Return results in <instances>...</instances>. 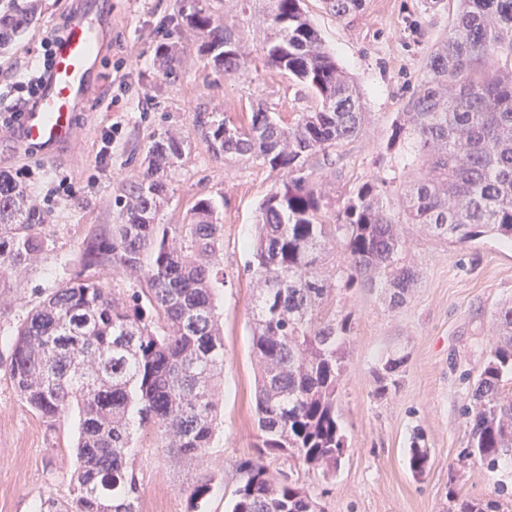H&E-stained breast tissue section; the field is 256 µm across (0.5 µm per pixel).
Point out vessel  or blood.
<instances>
[{"mask_svg": "<svg viewBox=\"0 0 512 512\" xmlns=\"http://www.w3.org/2000/svg\"><path fill=\"white\" fill-rule=\"evenodd\" d=\"M104 17L90 0H77L63 34L53 45V63L34 103L11 133L23 148L55 159L78 144L77 117L93 98L101 78L98 63L105 45Z\"/></svg>", "mask_w": 512, "mask_h": 512, "instance_id": "vessel-or-blood-1", "label": "vessel or blood"}]
</instances>
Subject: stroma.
I'll return each mask as SVG.
<instances>
[{
  "label": "stroma",
  "instance_id": "35a3bbf8",
  "mask_svg": "<svg viewBox=\"0 0 512 512\" xmlns=\"http://www.w3.org/2000/svg\"><path fill=\"white\" fill-rule=\"evenodd\" d=\"M112 26L102 56L101 85L124 78L112 107L99 101L78 116V147L47 162L35 151L17 147L0 133V171L16 174L32 167L39 178L27 181L31 196L43 195L61 176L70 195L57 199L42 228L45 250L37 263L11 281L0 298V512H37L46 495L64 500L78 466V413L69 411L47 425L24 406L8 375L9 344L28 311L78 267L79 248L103 225L116 221L118 186L142 177L144 158L166 129H179L191 148L169 175V201L160 213L164 224L188 223L202 197L220 209L224 236L217 255L224 283L216 295L224 329L223 398L219 428L210 450L215 476L205 512H226L237 484L235 461L257 454L254 394L257 369L250 350L253 288L247 263L259 202L275 178L255 162L214 157L196 126L201 112H218L246 122L261 105L291 120L314 108L311 92L274 71L249 77L215 72L187 31L177 0H111ZM74 0H43L42 12L8 54L0 71L10 72L54 26L62 23ZM303 9L327 49L357 84L369 114L360 134L345 144L337 172L326 177L330 210H337L362 181L380 176L389 187L386 206L401 211V193L415 173L407 142L390 143L392 125L405 111L419 83L427 55L445 38L457 10L456 0H365L355 18L337 20L322 0H304ZM177 46L176 75L155 65L160 45ZM120 122L112 165L94 167L105 128ZM403 257L417 267L420 280L403 305L394 307L381 288L338 289L333 307L351 314L353 332L346 348V371L337 408L347 451L335 477H308L283 458H268L272 471L293 472L317 497L324 512H451L449 490L485 501L498 498L501 512H512V471L491 473L463 460L466 418L475 379L486 357L493 315L512 299V247L493 238L466 245L416 225H406ZM404 357L394 383L380 392L377 377L389 356ZM428 449L423 475L409 467L413 446ZM140 507L163 501L165 512H185L181 486L196 475L188 466H171L152 437L141 450ZM504 495H496L498 482Z\"/></svg>",
  "mask_w": 512,
  "mask_h": 512
}]
</instances>
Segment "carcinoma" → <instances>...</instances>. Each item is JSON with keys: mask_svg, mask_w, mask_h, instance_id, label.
Masks as SVG:
<instances>
[{"mask_svg": "<svg viewBox=\"0 0 512 512\" xmlns=\"http://www.w3.org/2000/svg\"><path fill=\"white\" fill-rule=\"evenodd\" d=\"M302 0H180L183 24L224 75L276 69L307 88L319 107L290 123L262 107L249 122L199 120L216 157L254 160L279 174L259 204L248 264L254 281L250 332L258 369V455L236 464L229 512H321L308 487L275 474L284 457L328 479L346 451L336 412L351 315L328 309L336 287L383 288L404 304L420 272L403 262L402 225L417 224L454 244L483 237L512 243V0H457L455 21L426 59L423 78L392 128L418 152L402 215L383 202L387 182L359 184L331 214L317 165L367 120L360 92L327 51ZM364 0H324L345 20ZM39 0H0V53L37 19ZM162 68L179 64L157 51ZM188 141L167 130L149 148L147 171L119 187L117 223L81 247L78 270L27 314L11 342L9 377L20 400L52 424L78 409L80 465L70 498L43 499L40 512H139V439L151 434L171 463H194L201 477L183 489L186 512H204L212 490L208 448L224 375L216 311V257L223 237L217 208L200 198L188 224H161L164 173ZM44 210L0 175V285L32 266L45 246ZM341 248L343 262L322 259ZM110 270L143 283L127 297L101 281ZM462 457L496 472L512 457V300L500 304L486 359L467 407ZM453 512H499L451 490Z\"/></svg>", "mask_w": 512, "mask_h": 512, "instance_id": "cac0c4a2", "label": "carcinoma"}]
</instances>
